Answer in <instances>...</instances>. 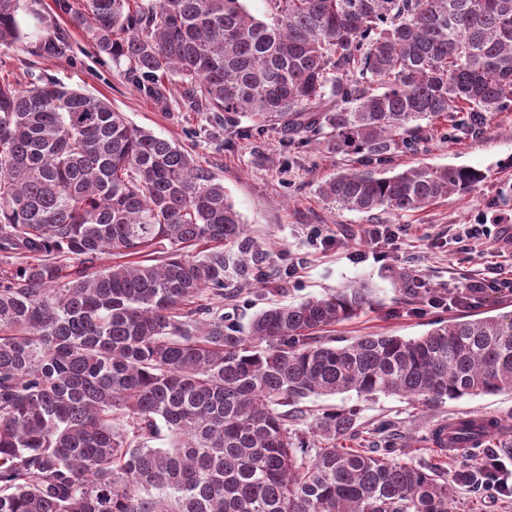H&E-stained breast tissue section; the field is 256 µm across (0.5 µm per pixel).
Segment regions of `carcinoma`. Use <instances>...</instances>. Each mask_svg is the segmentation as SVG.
Wrapping results in <instances>:
<instances>
[{"label": "carcinoma", "mask_w": 512, "mask_h": 512, "mask_svg": "<svg viewBox=\"0 0 512 512\" xmlns=\"http://www.w3.org/2000/svg\"><path fill=\"white\" fill-rule=\"evenodd\" d=\"M55 7L149 94L175 73L194 112L357 158L319 186L338 210L401 214L472 189L475 168L381 166L443 121L460 139L512 109V0H267L266 21L244 0ZM20 8L0 0V46L29 38ZM228 246L251 251L240 213L179 146L56 81L0 80V512H451L452 485H492L472 453L440 482L389 445L337 447L352 412H322L321 446L304 448L280 408L512 392V312L336 345L321 334L369 304L353 288L273 305L235 336L201 303L224 298ZM148 249L163 259L131 260ZM485 429L463 419L455 442Z\"/></svg>", "instance_id": "cac0c4a2"}]
</instances>
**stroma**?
<instances>
[{
	"mask_svg": "<svg viewBox=\"0 0 512 512\" xmlns=\"http://www.w3.org/2000/svg\"><path fill=\"white\" fill-rule=\"evenodd\" d=\"M19 19L32 40L65 38L66 58L32 52L30 43L0 46V78L27 87L48 76L68 88L107 100L129 123L166 139L190 153L224 184L253 242V251L229 252L224 277V324L235 335L246 334L251 319L270 304H293L310 296L366 285L369 304L352 320L337 326L336 338L352 340L374 334L414 338L432 322L469 319L512 310V293L488 290L464 303L460 288L479 278L481 253L497 255L512 268V112L495 114L484 132L461 140L432 139L417 152L397 154L388 167H471L485 180L475 188L450 194L424 209L402 214L379 210L357 213L328 205L319 187L347 161L304 143L283 148L279 131H258L247 116L235 126L208 112L190 111L178 76L164 77L163 99L141 93L124 66L96 57L84 32L57 12L54 0H21ZM380 224L395 225L392 243L372 240L368 232ZM478 224L485 233L461 240L464 226ZM320 237H312V230ZM416 279L421 292L404 294L398 272ZM355 412L358 434L350 448L392 445L403 460L436 467L452 475L464 450L433 447L434 427L461 416L496 420L500 429L483 443L498 452L512 475V394L500 393L449 400L434 407L397 396L374 399L356 393L312 398L292 409L291 425L304 442L314 414L326 409ZM454 512H512V478L505 488L477 495L456 487Z\"/></svg>",
	"mask_w": 512,
	"mask_h": 512,
	"instance_id": "35a3bbf8",
	"label": "stroma"
}]
</instances>
